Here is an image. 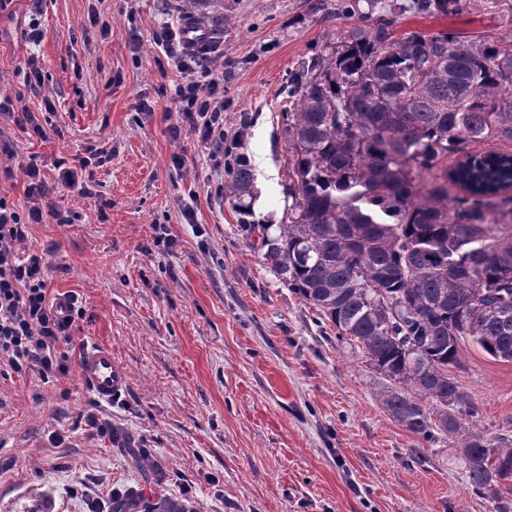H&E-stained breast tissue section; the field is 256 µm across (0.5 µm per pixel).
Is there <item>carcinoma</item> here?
<instances>
[{"label":"carcinoma","mask_w":512,"mask_h":512,"mask_svg":"<svg viewBox=\"0 0 512 512\" xmlns=\"http://www.w3.org/2000/svg\"><path fill=\"white\" fill-rule=\"evenodd\" d=\"M467 7L412 4L430 15ZM342 9L355 14L351 0ZM223 10L224 0L182 4L201 25ZM291 83V204L278 235L262 240L263 259L391 381L379 400L395 421L427 439L454 435L457 415L474 414L463 398L448 402L462 392L454 370L466 344L512 362V154L467 151L512 143V50L450 32L396 38L391 21L361 13L341 48L303 61ZM253 184L238 161L224 196L245 213ZM450 185L465 195L449 197ZM416 373L428 381L411 383ZM459 455L473 491L494 499L512 482L511 442L473 436ZM135 459L163 481L152 455ZM111 509L192 512L135 487Z\"/></svg>","instance_id":"obj_1"}]
</instances>
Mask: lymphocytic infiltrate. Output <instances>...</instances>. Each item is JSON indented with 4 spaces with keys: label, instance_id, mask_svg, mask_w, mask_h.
Wrapping results in <instances>:
<instances>
[{
    "label": "lymphocytic infiltrate",
    "instance_id": "1",
    "mask_svg": "<svg viewBox=\"0 0 512 512\" xmlns=\"http://www.w3.org/2000/svg\"><path fill=\"white\" fill-rule=\"evenodd\" d=\"M164 44L177 68L191 75L189 82L174 89L186 124L211 149H219L224 142V132L218 127L224 98L218 76L188 47H176L173 35H166ZM25 174L32 200L27 214L0 200V368L17 374L34 370L46 380L65 373L60 346L70 343V330L83 310L72 296L51 301L48 264L44 256L25 249L26 229L46 216L60 224L72 223L75 216L60 211L52 201V190L42 179L36 160H29Z\"/></svg>",
    "mask_w": 512,
    "mask_h": 512
}]
</instances>
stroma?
<instances>
[{
    "mask_svg": "<svg viewBox=\"0 0 512 512\" xmlns=\"http://www.w3.org/2000/svg\"><path fill=\"white\" fill-rule=\"evenodd\" d=\"M338 2L224 0L207 23L219 44L207 63L224 87L215 156L171 102L187 76L158 34L182 26L179 0H0V93L54 128L43 141L0 117V142L17 153L0 198L27 211L29 158L51 184L76 169L57 204L77 220L30 225L25 246L46 254L52 294L85 309L62 349L66 373L0 375V512H94L128 486L190 499L194 512H497L473 493L456 445L512 440V362L467 347L456 377L475 415H460L458 436L415 435L382 408L387 380L265 264L261 233L244 230L285 220L289 82L339 46L351 20ZM411 2L358 9L393 19L399 35L512 48V0H470L449 16ZM240 157L255 177L247 214L224 197ZM94 341L129 371L119 403L97 402L79 376ZM119 435L163 464L162 486L119 451Z\"/></svg>",
    "mask_w": 512,
    "mask_h": 512,
    "instance_id": "stroma-1",
    "label": "stroma"
}]
</instances>
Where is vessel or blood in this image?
<instances>
[{
    "mask_svg": "<svg viewBox=\"0 0 512 512\" xmlns=\"http://www.w3.org/2000/svg\"><path fill=\"white\" fill-rule=\"evenodd\" d=\"M80 377L90 394L107 404L119 399L129 383L126 366L113 358L110 346L99 343L86 348L80 362Z\"/></svg>",
    "mask_w": 512,
    "mask_h": 512,
    "instance_id": "obj_1",
    "label": "vessel or blood"
}]
</instances>
